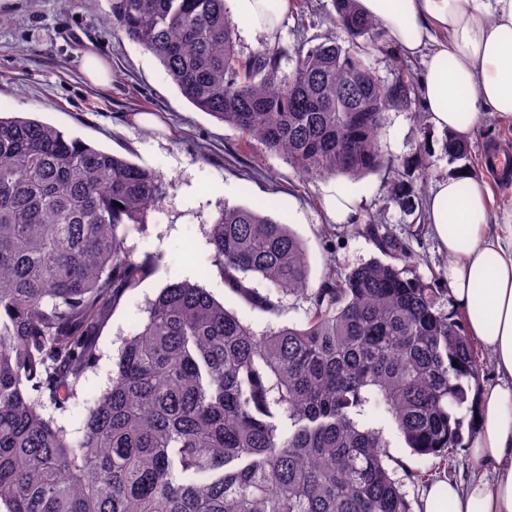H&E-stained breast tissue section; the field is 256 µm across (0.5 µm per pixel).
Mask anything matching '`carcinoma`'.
I'll return each instance as SVG.
<instances>
[{
    "instance_id": "obj_1",
    "label": "carcinoma",
    "mask_w": 512,
    "mask_h": 512,
    "mask_svg": "<svg viewBox=\"0 0 512 512\" xmlns=\"http://www.w3.org/2000/svg\"><path fill=\"white\" fill-rule=\"evenodd\" d=\"M108 2L112 32L184 98L304 178L396 169L379 131L384 112L411 108L415 81L370 66L379 26L358 0H334L348 44L296 45L289 74L283 48L238 51L227 0ZM445 152L467 160L471 143L450 136ZM170 188L50 124L0 116V512H413L378 422L451 477L483 360L438 284L406 266L372 260L308 287L304 244L268 204L225 208L207 261L271 316L285 296L305 302L302 322L257 333L174 281L85 399L80 434L45 415L76 404L110 312L157 270L126 240ZM390 195L411 207L420 191L397 178ZM380 246L410 257L389 233Z\"/></svg>"
}]
</instances>
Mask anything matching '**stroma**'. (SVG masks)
Wrapping results in <instances>:
<instances>
[{
  "label": "stroma",
  "instance_id": "stroma-1",
  "mask_svg": "<svg viewBox=\"0 0 512 512\" xmlns=\"http://www.w3.org/2000/svg\"><path fill=\"white\" fill-rule=\"evenodd\" d=\"M108 11V0H0V110L51 124L173 184L144 228L127 238L135 252L158 254L160 264L111 312L99 340L102 359L83 382L87 395L106 388L122 340L142 322L146 303L170 282L199 284L254 330H265V313L225 288L217 273L205 271L209 226L224 208L271 202L270 216L288 224L306 246L313 288L326 268L345 273L380 254L377 235L333 223L326 213L324 198L331 180H305L261 142L243 140L235 129L197 110L154 56L113 34L105 20ZM327 38L346 39L336 24L333 0H290L275 33H237L238 47L246 53ZM89 53L111 67V86H96L84 76L80 62ZM369 53L372 67L384 78L400 63L420 73L425 61L424 55L409 57L398 51L385 33ZM141 115L152 116L154 125L138 123ZM470 139V166L490 187L494 213L511 212L512 182L500 184L483 156L490 145L512 152V123L485 116ZM445 140L429 119H415L413 111L384 114L380 148L405 163L411 175L423 178V193L455 170ZM389 182L382 171L343 180L356 196L359 221L374 219L408 241L417 276L437 277L443 255L425 207L407 212L390 202Z\"/></svg>",
  "mask_w": 512,
  "mask_h": 512
}]
</instances>
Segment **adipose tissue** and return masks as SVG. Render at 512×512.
Wrapping results in <instances>:
<instances>
[{
    "instance_id": "1",
    "label": "adipose tissue",
    "mask_w": 512,
    "mask_h": 512,
    "mask_svg": "<svg viewBox=\"0 0 512 512\" xmlns=\"http://www.w3.org/2000/svg\"><path fill=\"white\" fill-rule=\"evenodd\" d=\"M252 33H274L289 0H228ZM405 54L427 52L418 83L432 124L465 136L493 113L512 120V0H359ZM465 109H458V99ZM483 178L438 180L426 216L444 255L442 279L491 362L477 397L467 483H431L422 512H512V212L492 223Z\"/></svg>"
}]
</instances>
